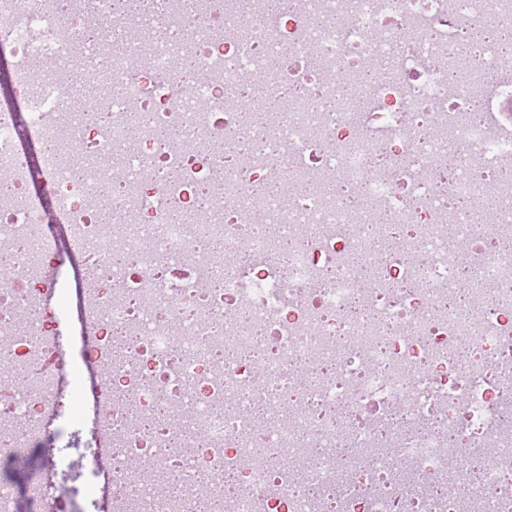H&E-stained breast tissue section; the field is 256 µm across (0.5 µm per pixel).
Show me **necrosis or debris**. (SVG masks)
<instances>
[{
	"label": "necrosis or debris",
	"instance_id": "1",
	"mask_svg": "<svg viewBox=\"0 0 512 512\" xmlns=\"http://www.w3.org/2000/svg\"><path fill=\"white\" fill-rule=\"evenodd\" d=\"M472 24L511 26L512 0H209L145 65L117 50L62 83L34 64L65 68L86 17L0 0V463L37 458L0 477V512L102 509L39 452L71 361L29 313L61 249L98 272L91 475L112 512H201L200 484L224 512H512V200L484 206L512 137L462 120L512 101V76ZM184 52L210 80H181ZM75 153L123 158V186L73 177ZM273 179L288 204L256 193ZM106 190L126 206L108 221Z\"/></svg>",
	"mask_w": 512,
	"mask_h": 512
}]
</instances>
